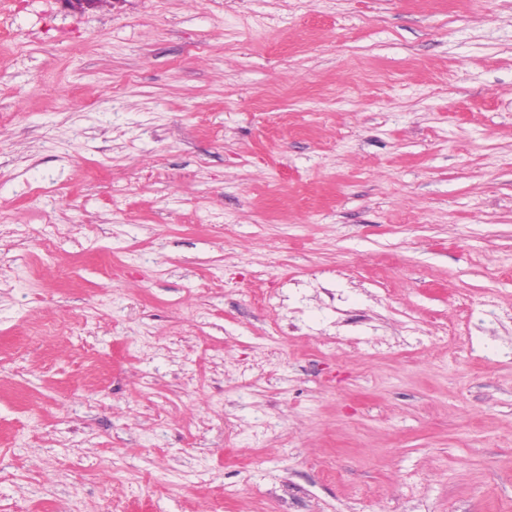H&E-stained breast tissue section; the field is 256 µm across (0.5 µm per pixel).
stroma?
Wrapping results in <instances>:
<instances>
[{
    "label": "stroma",
    "instance_id": "obj_1",
    "mask_svg": "<svg viewBox=\"0 0 512 512\" xmlns=\"http://www.w3.org/2000/svg\"><path fill=\"white\" fill-rule=\"evenodd\" d=\"M0 512H512V0H0Z\"/></svg>",
    "mask_w": 512,
    "mask_h": 512
}]
</instances>
